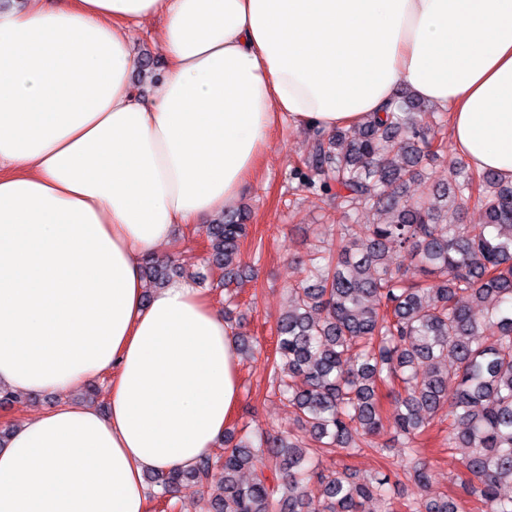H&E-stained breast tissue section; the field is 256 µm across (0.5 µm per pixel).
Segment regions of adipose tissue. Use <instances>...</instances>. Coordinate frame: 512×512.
<instances>
[{
	"instance_id": "adipose-tissue-1",
	"label": "adipose tissue",
	"mask_w": 512,
	"mask_h": 512,
	"mask_svg": "<svg viewBox=\"0 0 512 512\" xmlns=\"http://www.w3.org/2000/svg\"><path fill=\"white\" fill-rule=\"evenodd\" d=\"M148 94L130 25L156 15ZM457 154L512 180V0H25L0 9V385L68 393L0 450V512H147L239 402L237 345L203 293H146L178 225L231 207L277 118L325 131L400 89Z\"/></svg>"
}]
</instances>
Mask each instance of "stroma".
Wrapping results in <instances>:
<instances>
[{
  "instance_id": "stroma-1",
  "label": "stroma",
  "mask_w": 512,
  "mask_h": 512,
  "mask_svg": "<svg viewBox=\"0 0 512 512\" xmlns=\"http://www.w3.org/2000/svg\"><path fill=\"white\" fill-rule=\"evenodd\" d=\"M309 144L306 128L278 124L260 154L256 174L236 201L237 206L249 207L251 211V231L238 258L246 273L242 283L224 290L219 284L221 271L206 270L207 225L179 229L164 247L181 266L206 272L202 291L218 309L231 312L233 322L239 323L242 331L257 342L253 357L240 363V400L231 417L232 422L247 424L255 433L297 430L292 409L275 395L271 382L276 319L288 304L289 286L303 277L299 258L317 239L336 235L335 225L327 221L328 207L323 197L299 188L290 176ZM459 160L450 147L438 157H424V174L408 182V196L426 195L436 183L447 181L449 167ZM396 394V388L390 386L380 392L381 412L387 423L373 436V448L352 454H319L314 459L317 468L326 473L346 469L361 478L402 472L407 457L388 423ZM448 424L447 412H440L421 437V459L429 473L427 493L454 498L459 512H486V505L478 497L466 495L460 488L466 471L461 450L447 444Z\"/></svg>"
}]
</instances>
